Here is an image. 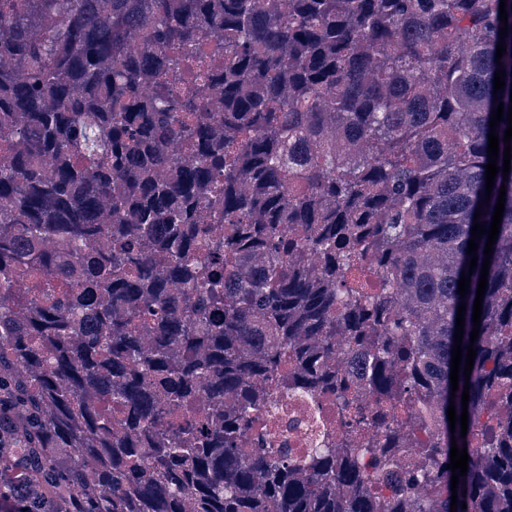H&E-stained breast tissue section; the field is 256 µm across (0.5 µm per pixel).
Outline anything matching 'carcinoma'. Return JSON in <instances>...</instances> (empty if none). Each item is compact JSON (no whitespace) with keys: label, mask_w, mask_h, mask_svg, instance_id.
<instances>
[{"label":"carcinoma","mask_w":512,"mask_h":512,"mask_svg":"<svg viewBox=\"0 0 512 512\" xmlns=\"http://www.w3.org/2000/svg\"><path fill=\"white\" fill-rule=\"evenodd\" d=\"M506 2L502 39L500 0H0V512H450L453 440L457 512H512V169L489 199L485 174ZM502 186L472 343L487 235L458 280ZM270 378L336 433L273 447Z\"/></svg>","instance_id":"obj_1"}]
</instances>
